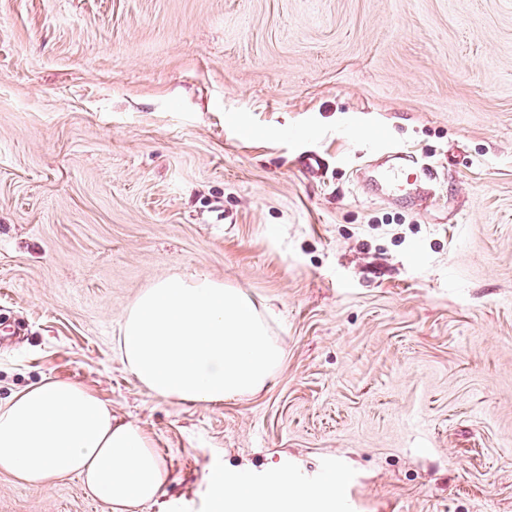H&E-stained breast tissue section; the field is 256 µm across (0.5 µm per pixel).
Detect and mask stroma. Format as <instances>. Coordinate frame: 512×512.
Returning a JSON list of instances; mask_svg holds the SVG:
<instances>
[{
  "instance_id": "obj_1",
  "label": "stroma",
  "mask_w": 512,
  "mask_h": 512,
  "mask_svg": "<svg viewBox=\"0 0 512 512\" xmlns=\"http://www.w3.org/2000/svg\"><path fill=\"white\" fill-rule=\"evenodd\" d=\"M403 151L422 202L365 173ZM198 273L272 311L260 394L123 362ZM44 378L150 436L172 512L280 462L344 470L323 512H512V0H0V399ZM0 512L112 508L0 474Z\"/></svg>"
}]
</instances>
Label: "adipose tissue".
Masks as SVG:
<instances>
[{
  "mask_svg": "<svg viewBox=\"0 0 512 512\" xmlns=\"http://www.w3.org/2000/svg\"><path fill=\"white\" fill-rule=\"evenodd\" d=\"M118 350L150 393L192 403L258 394L283 359L255 301L204 275L143 289L125 313ZM0 473L45 486L75 474L113 512H128L156 502L166 469L138 425L117 420L84 385L45 378L0 401ZM207 480L211 512H303L336 500L335 480L302 483L283 468L261 479L214 469Z\"/></svg>",
  "mask_w": 512,
  "mask_h": 512,
  "instance_id": "1",
  "label": "adipose tissue"
}]
</instances>
